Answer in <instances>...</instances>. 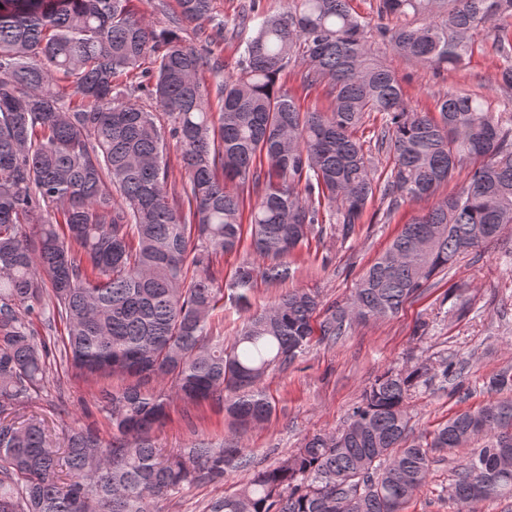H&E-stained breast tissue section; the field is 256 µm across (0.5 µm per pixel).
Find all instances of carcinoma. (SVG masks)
<instances>
[{
    "instance_id": "obj_1",
    "label": "carcinoma",
    "mask_w": 512,
    "mask_h": 512,
    "mask_svg": "<svg viewBox=\"0 0 512 512\" xmlns=\"http://www.w3.org/2000/svg\"><path fill=\"white\" fill-rule=\"evenodd\" d=\"M130 2L0 0V512H153L187 485L250 467L233 442L167 453L152 433L177 400L218 404L236 431L268 421L271 371L314 339L333 345L359 322L397 315L437 272L512 225V121L479 95L444 94L435 115L411 109L348 0H287L276 14L250 0L243 19L254 31L237 72L213 85L212 50L155 29ZM178 4L224 39L214 0ZM377 13L399 19L377 28L387 46L437 70L459 68L473 35L496 30L501 78L512 85V0H379ZM297 57L304 83L328 86L330 111L301 110L279 84ZM147 58L155 71L119 88ZM60 81L76 105L63 102ZM373 113L375 147L392 157L382 183L355 137ZM169 137L187 173L186 211L168 189ZM463 168L462 187L403 225L346 302L326 307L296 288L251 310L257 281L288 279L315 230L345 239L375 194L396 210L433 197ZM248 185L256 199L245 222L238 189ZM33 217L28 232L21 219ZM246 240L248 257L224 278L214 262ZM225 299L245 317L224 341L210 320ZM35 319L63 324L64 334L47 342ZM59 363L91 379H132L99 393L110 438L73 429L59 447L38 417L15 421ZM429 373L424 362L388 369L340 432L307 438L209 512H403L434 454L479 434L485 445L460 467L450 497H511L512 397L457 413L415 442L409 398ZM485 389L511 393L512 368Z\"/></svg>"
}]
</instances>
